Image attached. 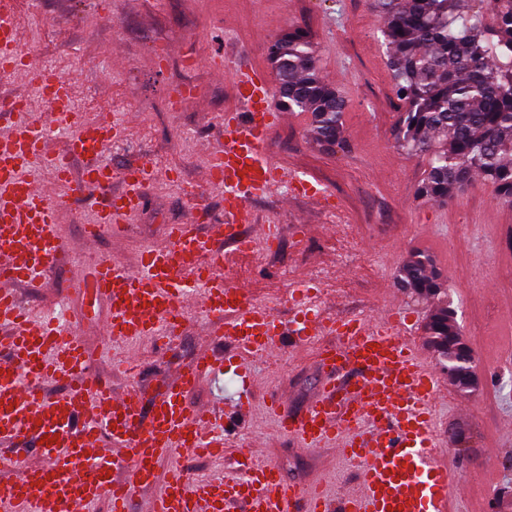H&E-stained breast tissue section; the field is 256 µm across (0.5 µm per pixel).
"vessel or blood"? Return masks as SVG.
<instances>
[{
	"instance_id": "1",
	"label": "vessel or blood",
	"mask_w": 512,
	"mask_h": 512,
	"mask_svg": "<svg viewBox=\"0 0 512 512\" xmlns=\"http://www.w3.org/2000/svg\"><path fill=\"white\" fill-rule=\"evenodd\" d=\"M0 75H19L48 105L27 119L26 97L0 92V464L17 468L0 485V512H87L110 501L112 512H131L139 489L152 491L148 512H455L457 472L441 461L433 403L440 391L434 369L392 317L367 322L305 313L285 326L250 288L224 272L247 255L242 227L248 203L289 184L291 198L330 201L320 183L270 160L271 132L284 114L271 107V86L259 69L232 72L241 111L224 115V134L206 149V180L224 192L219 237L203 235L205 208L171 225L165 243L147 246L136 270L98 260L91 274L71 282L74 296L106 298L111 312L102 325L105 345L169 336V321L189 309L207 310L211 336L231 341L241 359L280 350L286 337L304 343L324 334L339 343L321 347L322 388L301 411H285L271 396L268 411L280 432L301 448L335 446L359 474L356 489L329 491L323 479L286 481L280 468L252 451L234 460L230 473L193 478L173 457L188 449L224 457V426L207 407H189L186 393L206 378H219L222 362L200 353L149 405L118 401L111 385L89 376L93 357L79 336L81 313L31 320L16 288L46 281L64 246L59 211L89 201L94 220L85 238L105 232L121 239L129 217L143 205L148 165L133 159L115 166L105 153L123 140L125 128L104 113L85 120L74 106L72 84L23 50L15 0H0ZM66 132L61 151L48 149L52 131ZM82 161L80 177L71 164ZM53 174L55 189L35 181L34 169ZM64 381L51 396L46 383ZM126 479H116L118 467Z\"/></svg>"
}]
</instances>
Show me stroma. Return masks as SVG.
<instances>
[{
  "label": "stroma",
  "instance_id": "1",
  "mask_svg": "<svg viewBox=\"0 0 512 512\" xmlns=\"http://www.w3.org/2000/svg\"><path fill=\"white\" fill-rule=\"evenodd\" d=\"M18 10L25 45L47 69L76 87L74 104L85 119L108 112L134 124L130 136L113 146L114 165L142 158L157 163L161 178L144 190V203L128 220L122 244L103 234L96 244L83 239L91 219L88 205L63 207L59 226L65 257L45 285L19 288L23 304L40 316L63 308L84 315L82 340L95 352L92 370L111 380L115 391L137 390L141 403L191 363L202 350L231 355L226 341L201 336L205 322L189 310L176 346L140 341L101 352L100 327L109 312L105 299L72 298L71 278L89 272L102 258L136 269L145 245L162 242L171 224L181 223L191 204L178 184L200 182L204 145L217 137L225 113L239 109L229 79L208 64H192L203 52L247 60L269 69L268 48L284 31L307 30L317 46L325 78L345 97L344 144L320 146L309 134L308 115H292L270 135L269 156L316 178L332 196L336 216L303 202L282 205L271 196L250 210L262 224L282 230L276 255L260 251L241 260L233 278L246 280L255 298L271 306L281 322L297 312L299 289L319 288L317 310L340 317L371 316L379 311L409 318L411 338L435 368L446 395L435 404L443 458L462 478L454 492L457 512H512V335L503 323L512 315V204L493 184L478 178L447 203L416 199L414 191L426 162L397 148L399 116L386 63L382 22L371 0H22ZM164 40L168 51L150 50ZM183 84L199 88L200 102L168 111L166 102ZM307 225L295 240L297 225ZM418 250L432 255L444 286L441 295L422 298L403 288L399 270ZM457 312L464 342L471 350L477 379L458 389L439 356L428 345L425 327L434 309ZM315 337L300 349H284L277 361L256 356L245 365L257 385H244L234 373L200 383L186 395L189 406L211 402L230 408L248 403L232 428L231 450L259 448L285 479L303 483L343 478L357 484L354 469L334 447L298 449L281 433L264 403L269 394L287 393L289 410L304 406L322 382L316 352L335 343ZM128 352L138 361L134 376L121 373L114 355Z\"/></svg>",
  "mask_w": 512,
  "mask_h": 512
}]
</instances>
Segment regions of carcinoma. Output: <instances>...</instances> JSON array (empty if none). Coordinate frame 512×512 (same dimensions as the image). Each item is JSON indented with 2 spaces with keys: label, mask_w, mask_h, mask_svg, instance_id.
<instances>
[{
  "label": "carcinoma",
  "mask_w": 512,
  "mask_h": 512,
  "mask_svg": "<svg viewBox=\"0 0 512 512\" xmlns=\"http://www.w3.org/2000/svg\"><path fill=\"white\" fill-rule=\"evenodd\" d=\"M383 18L388 67L402 108L399 148L428 159L416 196L444 203L481 176L512 203V0H374ZM279 101L310 115L314 141L342 134L346 103L321 75L309 34L292 28L269 46ZM417 296L440 290L432 259L414 253L401 269ZM429 345L448 363L450 380L471 386L455 311L437 309Z\"/></svg>",
  "instance_id": "carcinoma-1"
}]
</instances>
